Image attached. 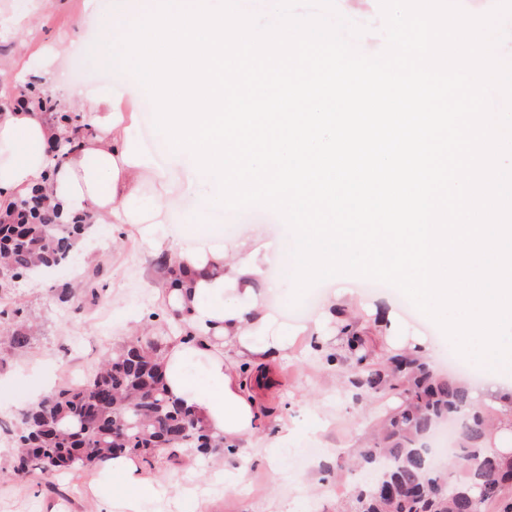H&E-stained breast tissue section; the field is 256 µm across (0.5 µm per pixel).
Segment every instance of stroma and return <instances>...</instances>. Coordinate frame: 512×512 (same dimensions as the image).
<instances>
[{
	"instance_id": "stroma-1",
	"label": "stroma",
	"mask_w": 512,
	"mask_h": 512,
	"mask_svg": "<svg viewBox=\"0 0 512 512\" xmlns=\"http://www.w3.org/2000/svg\"><path fill=\"white\" fill-rule=\"evenodd\" d=\"M91 0H0V112L17 100L44 102L46 120H54V100L43 95L35 76L19 80L22 68L32 66L42 45L68 49L67 72L95 75L88 91L107 90L99 78V65L79 47ZM341 15L363 26L358 42L367 50L384 48L379 0H335ZM156 252L140 246L127 224H100L73 259L48 277L13 286L0 284V333L27 332L21 348H0V424H11L27 410L34 397L45 395L66 382L71 370L97 369L110 351L144 336H168L180 316L153 293L166 283V269L156 263ZM97 273L95 294L84 281ZM389 297L396 314L412 328L436 336L426 316L408 309L407 299L394 287L358 291L362 307L356 314L339 310L326 329L327 337L340 336L345 320L364 325L377 350L386 344L376 337L379 302ZM439 350L453 352L452 342L436 336ZM248 388L263 409V430L276 434L282 424L293 430L287 473L273 475L251 438L241 439L235 451L190 449L177 457L156 452L147 467L149 475L168 489L162 512H182L180 492L195 489L209 501L207 512H336L351 490V479L335 464L340 451L353 452L367 441L370 426L400 404L399 396L353 398L347 366L327 362L305 337H296L287 357L266 367H244ZM333 464L322 475L319 488H309L304 473L315 463ZM243 473L245 489L236 493L214 482L213 472ZM98 469H84L39 483L13 472V443L0 431V512H94L86 496L98 479Z\"/></svg>"
}]
</instances>
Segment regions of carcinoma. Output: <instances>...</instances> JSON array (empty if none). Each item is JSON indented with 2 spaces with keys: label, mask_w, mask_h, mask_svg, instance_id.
<instances>
[{
  "label": "carcinoma",
  "mask_w": 512,
  "mask_h": 512,
  "mask_svg": "<svg viewBox=\"0 0 512 512\" xmlns=\"http://www.w3.org/2000/svg\"><path fill=\"white\" fill-rule=\"evenodd\" d=\"M90 227L80 217L62 220L56 207L39 206L21 224L0 226V268L6 276H31L39 266L63 262ZM356 360L351 384L381 396L397 391L406 405L394 407L377 434L357 455L362 472L344 512H512V457L490 452L486 442L500 421L491 405L476 406L470 391L435 372L420 357L401 353L373 356L360 336L346 339ZM159 344H132L109 355L86 380L61 386L26 413L23 429L13 428L17 470L46 479L90 467L116 455H138L151 463L161 444L171 451L205 453L224 447L199 416L179 405L158 374ZM461 420L459 446L439 469L422 455L424 439L443 420ZM126 432L123 442L115 430ZM448 490L437 491L441 481Z\"/></svg>",
  "instance_id": "1"
}]
</instances>
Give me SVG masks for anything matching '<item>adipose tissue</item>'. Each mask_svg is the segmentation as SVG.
<instances>
[{"instance_id":"obj_1","label":"adipose tissue","mask_w":512,"mask_h":512,"mask_svg":"<svg viewBox=\"0 0 512 512\" xmlns=\"http://www.w3.org/2000/svg\"><path fill=\"white\" fill-rule=\"evenodd\" d=\"M58 58L55 46H43L38 73L60 111L81 112V145L60 162L50 161L46 142L64 140L70 128L48 123L32 109L4 112L0 198L18 202L37 188L66 216L130 224L141 243L169 248L185 283L156 294L186 313L191 337L167 341L160 359L165 386L212 435L223 438L227 451H234L243 436L257 437L264 461L279 469L292 430L263 435L262 413L241 368L284 355L293 337L319 336L320 321L288 322L269 303L277 286L267 282L265 268L277 257L276 249L257 250L243 241L218 244L208 225L175 222L167 206L173 190L182 183L199 185L212 196L218 190L215 180L195 176L188 158L160 161L142 148L131 86L119 83L112 91L91 93L66 84L56 72ZM510 392L512 377L502 382L490 375L472 392L476 404L504 413L501 428L487 443L500 453L512 451V405L504 400ZM90 493L95 512H156L166 490L147 475L141 459L117 455L102 464Z\"/></svg>"}]
</instances>
